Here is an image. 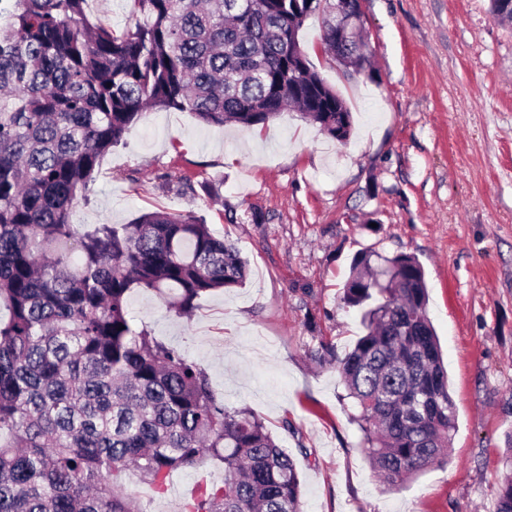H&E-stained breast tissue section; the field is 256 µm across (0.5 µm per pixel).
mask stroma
Listing matches in <instances>:
<instances>
[{
    "label": "stroma",
    "mask_w": 512,
    "mask_h": 512,
    "mask_svg": "<svg viewBox=\"0 0 512 512\" xmlns=\"http://www.w3.org/2000/svg\"><path fill=\"white\" fill-rule=\"evenodd\" d=\"M371 67L347 75L321 52L317 17L299 38L341 93L354 131L339 143L287 111L264 131L207 127L153 109L105 154L80 227L191 211L235 242L245 286L204 294L177 317L139 290L137 324L203 368L228 408L261 416L294 459L302 512H494L512 434V28L489 0H363ZM414 255L448 369L457 427L448 462L397 489L374 476L335 364L363 330L340 300L353 259ZM292 431H285L284 423ZM206 461L167 493L123 482L143 512H181Z\"/></svg>",
    "instance_id": "stroma-1"
}]
</instances>
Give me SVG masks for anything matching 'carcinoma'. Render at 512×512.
<instances>
[{
    "label": "carcinoma",
    "instance_id": "1",
    "mask_svg": "<svg viewBox=\"0 0 512 512\" xmlns=\"http://www.w3.org/2000/svg\"><path fill=\"white\" fill-rule=\"evenodd\" d=\"M130 2L134 24L111 30L89 21V0H0V512H143L127 470L163 494L205 459L223 484L199 486L183 512H301L296 464L263 419L224 406L128 307L142 289L192 315L203 294L243 285L239 249L189 211L82 232L72 217L149 108L262 130L291 106L347 141L352 113L310 69L299 31L320 16L322 50L355 72L363 45L336 47V0ZM489 2L512 23L509 0ZM342 300L365 334L339 360L324 341L314 357L337 360L370 464L396 488L448 461L457 423L423 269L364 252ZM495 496L512 512V435Z\"/></svg>",
    "mask_w": 512,
    "mask_h": 512
}]
</instances>
